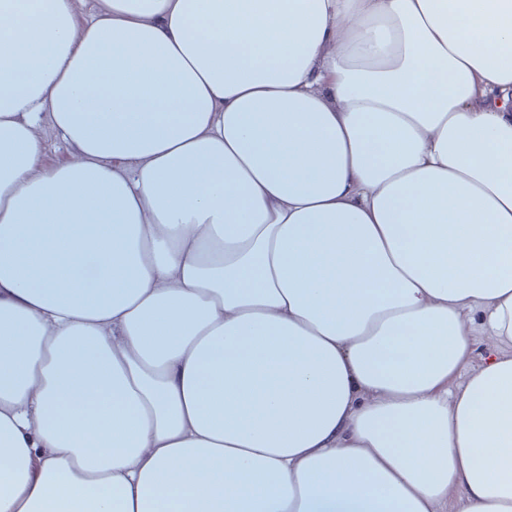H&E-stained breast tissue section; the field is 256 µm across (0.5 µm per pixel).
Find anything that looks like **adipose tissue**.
I'll return each instance as SVG.
<instances>
[{
    "label": "adipose tissue",
    "mask_w": 512,
    "mask_h": 512,
    "mask_svg": "<svg viewBox=\"0 0 512 512\" xmlns=\"http://www.w3.org/2000/svg\"><path fill=\"white\" fill-rule=\"evenodd\" d=\"M97 5L0 0V512H512V0ZM40 136L44 145V160L48 169L70 162L72 149L57 133L50 115H43ZM470 335L469 338L471 340L473 353L470 359L460 368L457 375V383H463L476 367L479 366L483 353L494 348L496 345L495 341L490 336H486L481 321L477 316L473 322Z\"/></svg>",
    "instance_id": "adipose-tissue-1"
}]
</instances>
